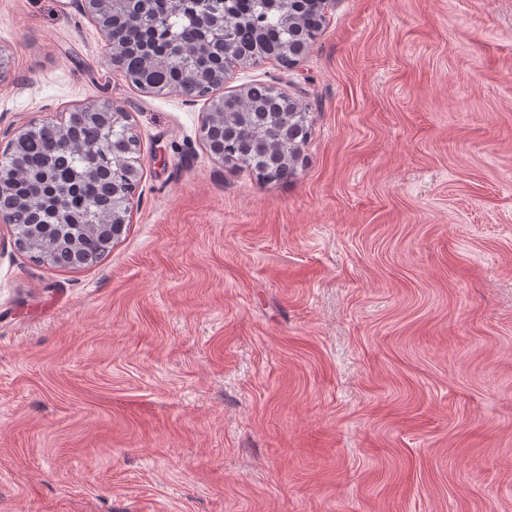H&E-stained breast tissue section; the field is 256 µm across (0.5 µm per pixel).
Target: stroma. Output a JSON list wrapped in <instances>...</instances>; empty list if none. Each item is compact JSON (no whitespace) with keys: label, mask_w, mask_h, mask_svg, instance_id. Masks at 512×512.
Here are the masks:
<instances>
[{"label":"stroma","mask_w":512,"mask_h":512,"mask_svg":"<svg viewBox=\"0 0 512 512\" xmlns=\"http://www.w3.org/2000/svg\"><path fill=\"white\" fill-rule=\"evenodd\" d=\"M324 14L224 83L306 106L264 181L81 0H0V151L108 98L139 170L91 267L0 226V512H512V0Z\"/></svg>","instance_id":"stroma-1"}]
</instances>
